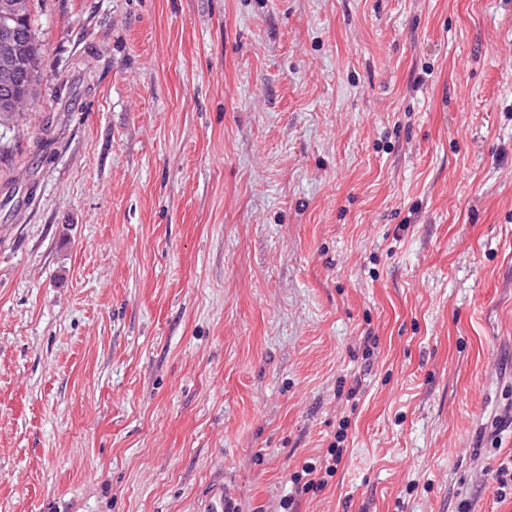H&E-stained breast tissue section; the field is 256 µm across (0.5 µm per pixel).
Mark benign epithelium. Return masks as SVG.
Listing matches in <instances>:
<instances>
[{
  "label": "benign epithelium",
  "mask_w": 512,
  "mask_h": 512,
  "mask_svg": "<svg viewBox=\"0 0 512 512\" xmlns=\"http://www.w3.org/2000/svg\"><path fill=\"white\" fill-rule=\"evenodd\" d=\"M26 0H0V125H11L15 91L39 97L42 81L35 78L22 30Z\"/></svg>",
  "instance_id": "7a95c632"
}]
</instances>
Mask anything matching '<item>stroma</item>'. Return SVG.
<instances>
[{
    "label": "stroma",
    "instance_id": "obj_1",
    "mask_svg": "<svg viewBox=\"0 0 512 512\" xmlns=\"http://www.w3.org/2000/svg\"><path fill=\"white\" fill-rule=\"evenodd\" d=\"M32 11L0 512H282L344 416L298 512H512V0ZM348 426V418H343L339 422V429L334 435V441L329 444L324 459L319 462L307 461L301 466L300 471L293 473L291 480L293 490L288 492V495H285L283 499L282 507L284 509L292 507L295 500L293 493L301 494L302 492L307 493L309 491L316 493L322 491L328 485L329 480L336 475L338 465L347 452L345 443L347 441ZM202 510L204 512H231L234 502L224 493V482L214 481L208 487Z\"/></svg>",
    "mask_w": 512,
    "mask_h": 512
}]
</instances>
